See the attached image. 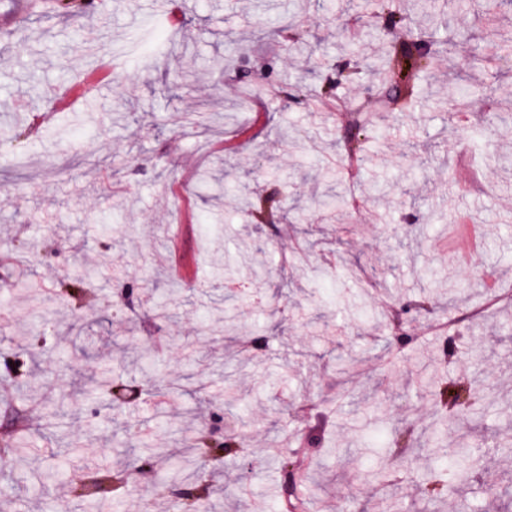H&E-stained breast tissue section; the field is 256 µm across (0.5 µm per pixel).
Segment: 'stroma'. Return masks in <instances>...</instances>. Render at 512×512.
Masks as SVG:
<instances>
[{"instance_id": "35a3bbf8", "label": "stroma", "mask_w": 512, "mask_h": 512, "mask_svg": "<svg viewBox=\"0 0 512 512\" xmlns=\"http://www.w3.org/2000/svg\"><path fill=\"white\" fill-rule=\"evenodd\" d=\"M399 2L412 26L451 43L456 70L420 78L416 106L382 110L373 67L409 37L400 26L370 37L378 20L359 0H173L171 22L149 0L76 17L0 0V97L18 102L0 112V251L15 258L0 269V433L38 413L26 455L0 452V512H55L61 500L96 512L66 487L115 475L127 478L121 512H168L158 470L201 427L235 432L252 463L217 468L211 512H283V446L315 475L306 512H417L440 449L479 424L475 478L431 512H454L460 497L469 512H501L484 489L512 488V304L478 322L465 312L484 302L486 278L512 295V8L435 0L425 15ZM291 23L298 51L277 34ZM478 53L496 61V89L471 69ZM105 65L107 89L55 105ZM286 80L338 82L349 106L284 97ZM464 92L470 107L449 115ZM353 135L364 152L352 184ZM338 195L357 207L339 214ZM456 224L485 226L480 252L439 250ZM176 228L198 284L168 272ZM128 287L170 320L124 304ZM434 319L468 336L463 365L444 339L416 342ZM159 335L166 351L151 343ZM350 361L355 373H342ZM102 370L140 399L116 408L80 388ZM476 377L477 413L438 428L420 379ZM72 440L83 446L70 460ZM119 442L126 455L113 454ZM144 443L158 469L135 475ZM59 464L58 482L35 486L36 470Z\"/></svg>"}]
</instances>
